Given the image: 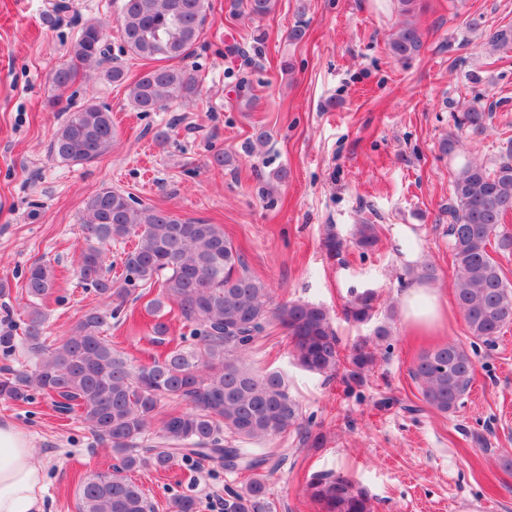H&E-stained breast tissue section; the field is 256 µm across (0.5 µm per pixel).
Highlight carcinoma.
Listing matches in <instances>:
<instances>
[{
	"label": "carcinoma",
	"instance_id": "obj_1",
	"mask_svg": "<svg viewBox=\"0 0 512 512\" xmlns=\"http://www.w3.org/2000/svg\"><path fill=\"white\" fill-rule=\"evenodd\" d=\"M275 0H228L231 15L263 18ZM208 0H123L119 27L131 54L151 66L133 81L110 59L106 27L87 22L70 48L86 69L102 70L110 83L126 85L140 112L191 102L200 94L196 79L175 65L199 40L207 21ZM423 33L412 22L398 25L390 53L406 59L417 53ZM490 115L463 113L461 124L482 131ZM112 112L91 102L68 114L49 146L63 163H92L112 150ZM512 213V143L488 168L459 162L448 203L449 250L455 269L451 284L468 331L491 345L512 321V286L491 255L512 254V232L502 229ZM76 274L101 305L85 311L69 334L46 336L43 300L55 285L51 264L39 262L25 273L27 296L22 324L0 328V355L24 352L29 369L0 367V400L29 403L34 394L48 397L61 412H77L99 442L109 445L119 464L93 472L79 486L80 512H151L143 488L131 473L170 469L181 462L216 463L244 476L229 489L224 512H266L267 455L244 443H261L300 428V407L288 393L279 371L258 374L241 361L252 344L275 321L286 331L292 355L305 371L335 375L344 367L353 381L373 369L378 342L389 335L384 324L374 337L341 346L329 311L316 303L289 301L270 307V288L251 276L243 254L224 228L200 220H183L160 208L143 205L121 191L104 188L85 205ZM135 237L122 252V278L104 264V246ZM355 244H377L375 225L357 224ZM409 279H436L430 264L406 268ZM159 292L150 306L169 309L189 335L168 336L166 319L153 327L157 343L167 349L147 364H135L112 347L105 335L127 302ZM375 292L356 294L345 308L357 324L375 314ZM473 361L467 349L447 342L423 352L412 369L425 403L452 414L469 394ZM322 512H372L371 499L343 474H321L309 483Z\"/></svg>",
	"mask_w": 512,
	"mask_h": 512
}]
</instances>
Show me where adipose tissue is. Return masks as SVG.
Here are the masks:
<instances>
[{
    "instance_id": "adipose-tissue-1",
    "label": "adipose tissue",
    "mask_w": 512,
    "mask_h": 512,
    "mask_svg": "<svg viewBox=\"0 0 512 512\" xmlns=\"http://www.w3.org/2000/svg\"><path fill=\"white\" fill-rule=\"evenodd\" d=\"M400 309L409 330L437 332L443 325V299L432 284L416 280L400 297ZM44 471L32 458L29 435L0 421V512H45Z\"/></svg>"
}]
</instances>
